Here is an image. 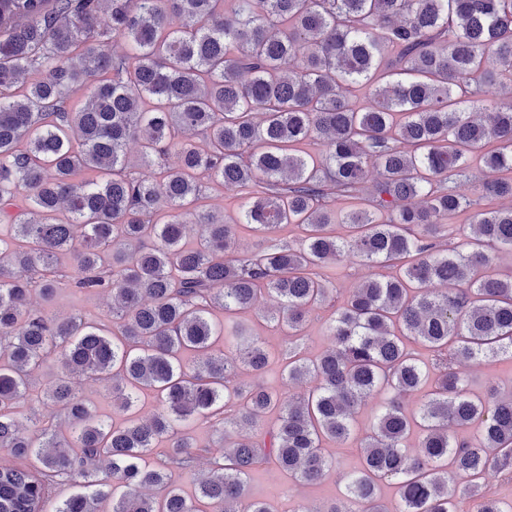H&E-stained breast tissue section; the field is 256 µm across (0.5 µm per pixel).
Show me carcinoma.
<instances>
[{
    "mask_svg": "<svg viewBox=\"0 0 512 512\" xmlns=\"http://www.w3.org/2000/svg\"><path fill=\"white\" fill-rule=\"evenodd\" d=\"M225 2L0 0V448L36 461L0 466V512H273L249 494L253 470L321 484L336 471L324 443L351 439L382 390L344 494L314 512H387L391 482L394 512H505L480 480L512 483V396L472 395L466 369L512 358V276L492 270L512 249V105L476 99L484 83L512 90V0ZM204 180L241 188L233 223L199 204ZM460 214L469 232L449 249ZM242 224L262 233L246 253ZM288 224L296 245L271 237ZM350 254L395 271L335 306ZM63 283L110 293L112 325L44 314ZM263 293L294 337L282 373L302 390L286 402L259 382L262 337L235 321ZM323 308L333 344L308 358L299 340ZM51 353L70 374L46 391L66 429L27 435L14 409ZM73 375L109 385L123 422L96 415ZM145 391L159 405L147 420L133 416ZM199 419L224 445L187 498L175 475L194 471L184 427ZM60 479L78 491L56 501Z\"/></svg>",
    "mask_w": 512,
    "mask_h": 512,
    "instance_id": "1",
    "label": "carcinoma"
}]
</instances>
